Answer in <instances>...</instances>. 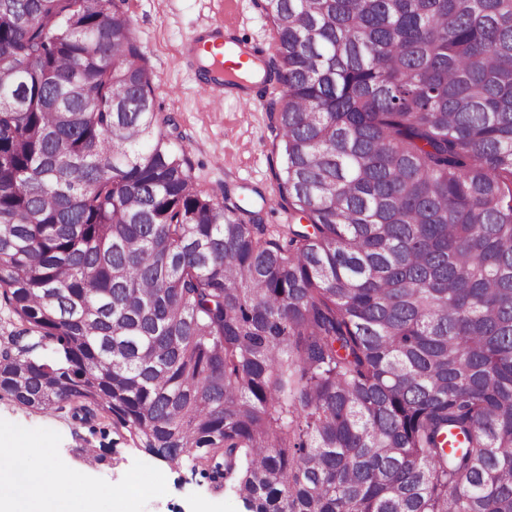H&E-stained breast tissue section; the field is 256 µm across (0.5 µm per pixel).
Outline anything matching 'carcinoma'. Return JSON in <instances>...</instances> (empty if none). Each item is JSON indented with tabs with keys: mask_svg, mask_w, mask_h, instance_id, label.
<instances>
[{
	"mask_svg": "<svg viewBox=\"0 0 512 512\" xmlns=\"http://www.w3.org/2000/svg\"><path fill=\"white\" fill-rule=\"evenodd\" d=\"M127 0H0V400L246 512H512V0H258L299 224L196 189Z\"/></svg>",
	"mask_w": 512,
	"mask_h": 512,
	"instance_id": "cac0c4a2",
	"label": "carcinoma"
}]
</instances>
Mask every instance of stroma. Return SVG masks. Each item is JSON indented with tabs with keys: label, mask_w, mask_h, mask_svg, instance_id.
Segmentation results:
<instances>
[{
	"label": "stroma",
	"mask_w": 512,
	"mask_h": 512,
	"mask_svg": "<svg viewBox=\"0 0 512 512\" xmlns=\"http://www.w3.org/2000/svg\"><path fill=\"white\" fill-rule=\"evenodd\" d=\"M127 15L152 71L156 103L177 124V144L197 188L259 211L263 223H291L287 209L263 204L265 197L278 193L280 148L268 112L280 97V86L252 89L248 104L225 98L223 110L216 112L180 55L183 40L194 29L225 25L236 38L272 56L276 33L257 0H128ZM1 432L46 442L55 458L93 492L109 486L119 493L136 477L155 478L158 492L138 496L135 512H245L232 490L214 488L194 475L187 461L174 466L129 442L115 444L105 460H88L86 449L99 447L101 438L65 411L37 412L2 399Z\"/></svg>",
	"instance_id": "stroma-1"
}]
</instances>
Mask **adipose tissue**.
<instances>
[{"instance_id": "adipose-tissue-1", "label": "adipose tissue", "mask_w": 512, "mask_h": 512, "mask_svg": "<svg viewBox=\"0 0 512 512\" xmlns=\"http://www.w3.org/2000/svg\"><path fill=\"white\" fill-rule=\"evenodd\" d=\"M32 455L43 458L41 470L29 469ZM100 496L115 504V512H128L133 492L116 494L107 488L93 495L41 442L0 434V512H98Z\"/></svg>"}]
</instances>
